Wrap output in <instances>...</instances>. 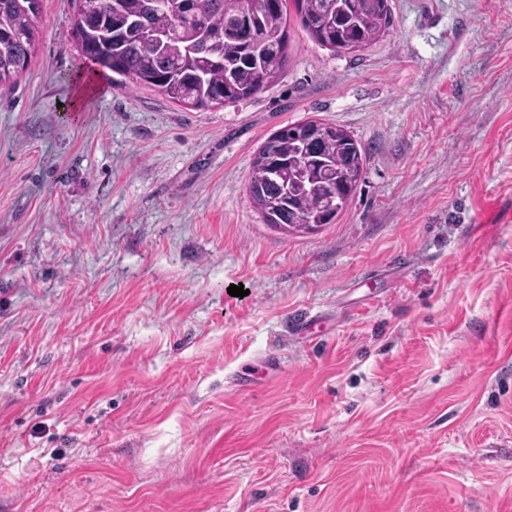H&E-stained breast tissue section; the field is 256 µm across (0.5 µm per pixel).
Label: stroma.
Here are the masks:
<instances>
[{
  "label": "stroma",
  "mask_w": 512,
  "mask_h": 512,
  "mask_svg": "<svg viewBox=\"0 0 512 512\" xmlns=\"http://www.w3.org/2000/svg\"><path fill=\"white\" fill-rule=\"evenodd\" d=\"M389 6L353 54L291 20L273 84L185 110L44 0L0 85V512H512V0ZM307 119L365 171L286 235L251 162Z\"/></svg>",
  "instance_id": "35a3bbf8"
}]
</instances>
